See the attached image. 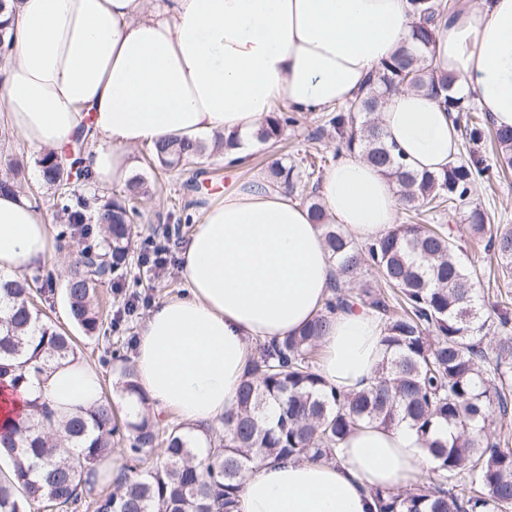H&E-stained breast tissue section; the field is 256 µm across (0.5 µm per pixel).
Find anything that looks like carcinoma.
Returning <instances> with one entry per match:
<instances>
[{
	"mask_svg": "<svg viewBox=\"0 0 512 512\" xmlns=\"http://www.w3.org/2000/svg\"><path fill=\"white\" fill-rule=\"evenodd\" d=\"M415 21L411 45L369 76L355 99L327 120L346 150L362 155L397 187L399 204L416 215L424 207H456L482 172L478 163H454L441 173L418 175L395 147L387 145L371 119L384 97L399 87L425 89L456 113V130L473 141L483 128L463 116V100L450 94L453 78L427 65L426 51L438 25L458 4L452 0H411ZM297 119L284 111L264 119L257 138L278 140ZM501 171L512 169V128H493ZM64 163L47 152L38 160L45 184L57 193L67 214L61 236L103 231L102 242L80 251L65 285L70 313L88 335L102 318L97 287L126 266L139 212L132 201L146 193L133 178L123 191L100 206L76 194L92 180L83 166L88 138L73 140ZM204 151L199 141L174 139L151 146V155L167 169L183 167ZM314 171L278 164L270 178L301 189L308 208L321 220L320 203L309 189ZM473 237L487 239L503 278L512 276V226L490 224L475 208L469 215ZM324 243L336 261L338 277L317 316L293 335L257 345L239 389L236 405L221 419L222 436L211 428L191 436L183 425L164 431L147 412H128L115 421L112 402L62 424L60 440L44 435L53 412L34 404L20 425L0 427L3 457L0 512H238L237 497L246 470L289 459L337 460L345 438L363 424L414 429L433 456L434 477H417L402 487L369 491L375 512H509L512 509V448L492 436L496 420L512 412V336L498 337L493 355L484 348L490 330L512 328L508 300L478 305L470 276L459 261L451 234L432 224H396L382 237L356 241L340 224L322 225ZM365 268L374 270L385 293L370 287L352 293ZM32 285L0 283V303L12 313L0 319V381L14 390L28 385L54 358L76 355L73 337L41 320L30 301ZM362 306L380 318L386 356L367 388L339 394L318 373L316 356L336 311ZM121 392L144 402L134 369L122 371ZM128 433L126 460L140 461L146 450L162 447L158 463L135 476L123 475L112 489L96 490L94 466L114 451V438Z\"/></svg>",
	"mask_w": 512,
	"mask_h": 512,
	"instance_id": "1",
	"label": "carcinoma"
}]
</instances>
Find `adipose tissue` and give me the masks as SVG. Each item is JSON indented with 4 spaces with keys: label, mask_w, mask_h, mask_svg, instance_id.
<instances>
[{
    "label": "adipose tissue",
    "mask_w": 512,
    "mask_h": 512,
    "mask_svg": "<svg viewBox=\"0 0 512 512\" xmlns=\"http://www.w3.org/2000/svg\"><path fill=\"white\" fill-rule=\"evenodd\" d=\"M14 32L0 59L6 123L27 147L61 151L90 120L100 142L84 156L97 183L125 182L142 144L205 134L246 137L277 106L306 112L351 100L411 36L410 0H8ZM432 68L456 76L497 127H512V0H463L439 27ZM385 142L408 167L454 162L450 115L423 89L384 99ZM328 223L366 240L395 224L394 183L360 151L325 173ZM56 253L38 209L0 194V278L18 280ZM187 292L155 307L134 368L155 410L188 428L219 421L236 400L251 340L302 329L323 307L336 263L322 232L283 183L256 176L206 209L181 254ZM382 323L338 312L319 373L346 392L367 387L385 354ZM48 403L54 424L104 402L100 372L79 357L47 363L27 387L0 389V425ZM340 462L284 460L250 470L238 512H373L369 490L414 479L432 458L408 425H367Z\"/></svg>",
    "instance_id": "obj_1"
}]
</instances>
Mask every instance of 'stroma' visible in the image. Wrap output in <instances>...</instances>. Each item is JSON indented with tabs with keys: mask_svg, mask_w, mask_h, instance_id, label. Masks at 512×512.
Listing matches in <instances>:
<instances>
[{
	"mask_svg": "<svg viewBox=\"0 0 512 512\" xmlns=\"http://www.w3.org/2000/svg\"><path fill=\"white\" fill-rule=\"evenodd\" d=\"M338 148L335 132L323 125L317 112L308 113L301 125L288 128L279 143L253 141L248 150L250 159L243 165L228 164L222 154L208 151L183 170L163 172L148 166L149 145L139 146L133 152L132 173L144 180L148 193L138 202L141 213L137 222L138 236L127 266L118 277L105 281L97 290L105 307L102 327L93 335H84L69 314L65 282L72 260L84 245L78 238L62 242L67 258L63 267L50 269L39 264L30 269L41 312L46 313L51 324L76 335L80 357L106 377L119 378L124 361L135 358L137 339L149 311L185 293L180 254L204 209L222 199L225 190L267 173L269 166L277 161L294 164L309 154L320 156L323 162L314 178L322 180L326 169L338 159ZM459 155L481 158L484 173L477 176L464 205L451 212L424 213L423 219L425 223L450 228L459 245L458 257L472 275L476 299L484 302L495 299L504 285L493 255L471 243L466 217L472 209L479 208L490 213L493 223L512 225V173L497 176L496 153L486 141L460 140ZM37 159V153L27 148L20 136L0 121V172L9 162L18 164V190L25 196L38 198L40 214L55 236L63 223L57 217L54 193L41 179ZM171 230L177 231L178 236L170 247L168 264L163 270H154L142 259L144 243L149 239L162 240L164 232ZM132 299L138 300L139 307L129 316L125 305Z\"/></svg>",
	"mask_w": 512,
	"mask_h": 512,
	"instance_id": "35a3bbf8",
	"label": "stroma"
}]
</instances>
